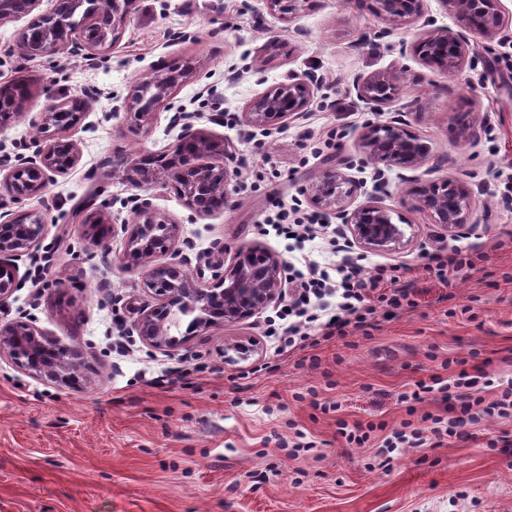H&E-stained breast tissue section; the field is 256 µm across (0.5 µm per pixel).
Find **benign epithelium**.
I'll return each instance as SVG.
<instances>
[{
  "label": "benign epithelium",
  "instance_id": "7a95c632",
  "mask_svg": "<svg viewBox=\"0 0 512 512\" xmlns=\"http://www.w3.org/2000/svg\"><path fill=\"white\" fill-rule=\"evenodd\" d=\"M42 0H0V24L27 20L19 31L16 46L28 59L53 55L59 49L72 54L96 56L107 39L117 42L122 30L135 13L138 0H90L91 7L84 13L83 25L72 21L75 0H55L49 13L39 12ZM268 8L278 13L287 23L293 19L290 0H265ZM425 0H354V4H369L378 18L391 25L416 23L424 14ZM458 22V31L433 30L418 34L410 51L428 66H437L448 73L461 71L477 54L469 35L477 34L494 39L502 30L505 13L501 0H442ZM186 78V72L169 71L161 78L136 85L124 100L123 108L134 113L144 125L151 123L155 111L169 104V100ZM319 86L312 72L288 71L284 80L272 91L261 96L242 113V121L251 127H261L272 118L290 120L304 111ZM356 97L373 111L380 110L398 93V76L374 74L356 76L352 81ZM84 107V101L73 98L53 104L38 113L32 124L43 129H54L45 144H36L32 154L15 155L10 168H0V192L17 205L37 198L45 209H50L45 198L47 185L55 175H62L75 167L80 159L76 143L70 139L71 124L62 120V109ZM191 116L182 114L181 132L174 147V155L163 170L150 171L142 163L121 169L124 179L135 187L163 180L179 189L185 204L199 216H210L214 210L196 204L194 197L202 189H210L215 196L229 204V170L223 155L210 156L213 143L203 136ZM362 147L377 164L384 168L400 167L417 170L427 161L429 148L421 139L391 125L369 123L361 138ZM212 161H205L206 157ZM384 168L378 169L384 174ZM311 202L332 212L346 224L352 239L366 251H391L409 242L401 225L393 222V209L379 198L351 207L356 192L353 182L341 173L302 187ZM472 189L462 181L451 178H431L415 192L417 206L430 214L433 223L448 232L463 222L471 207ZM107 202H87L78 210L81 224L102 240L100 229L115 232L106 226ZM44 217L23 210L0 213V302L6 300L20 284L12 258L25 252L40 238ZM126 247L120 262L124 267L140 269L143 284L157 297L158 304L134 322V328L151 347L164 350L171 347L169 337L161 333L164 324L174 312L193 316L196 327L208 329L233 322L267 307L281 295L280 286L284 265L278 257L261 246L238 253L229 269L218 258L206 267L191 271L179 260L163 267L148 265V259L158 252L177 247L180 227L158 215L148 198L136 200L135 220L122 227ZM6 349L13 364L37 377L65 384L71 381L82 359L78 347L58 348L47 342L33 327L24 323L0 328V350Z\"/></svg>",
  "mask_w": 512,
  "mask_h": 512
}]
</instances>
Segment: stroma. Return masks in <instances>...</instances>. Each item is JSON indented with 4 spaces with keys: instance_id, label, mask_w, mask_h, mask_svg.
Segmentation results:
<instances>
[{
    "instance_id": "obj_1",
    "label": "stroma",
    "mask_w": 512,
    "mask_h": 512,
    "mask_svg": "<svg viewBox=\"0 0 512 512\" xmlns=\"http://www.w3.org/2000/svg\"><path fill=\"white\" fill-rule=\"evenodd\" d=\"M424 10L415 25L392 30L346 0L302 6L290 24L270 14L265 0H138L120 41L90 61L66 50L23 58L20 22L0 25V85L21 78L31 88L26 115L0 121L1 163L40 138L30 114L75 97L86 102L70 131L81 160L49 183L45 237L19 257L22 285L0 304V327L27 322L55 343L80 347L85 366L78 383L61 385L0 359V512H512V447L486 445L500 430L496 421L442 448L406 449L387 472L366 470L368 449L347 447L337 433L341 419L395 427L405 416L399 394L443 374L453 356L474 351L483 373L512 375V284L501 279L512 271V251L490 248L495 236L512 235L497 178L512 166V23L473 66L451 74L401 52L416 33L455 29L441 0H426ZM188 60L191 77L150 127L130 113L113 114L134 85ZM291 69L323 78L307 110L287 124L242 125L245 108ZM392 71L402 74L401 96L370 111L353 78ZM413 99L417 108L405 112ZM328 100L336 108L327 113ZM181 110L195 113L196 128L234 155L231 203L209 217L195 215L171 184L136 188L112 169L117 156L171 155ZM398 118L429 145L427 163L438 176L472 186V207L456 232L415 207L414 171L391 168L379 184L360 138L367 123ZM464 123L477 138L461 133ZM257 142L264 146L259 157ZM336 171L356 183L355 202L383 196L394 222L405 225L412 241L404 249L356 255L368 272L390 260L410 264L413 309H382L369 337H356L354 346H319L317 370L275 354L268 308L196 330L170 352L140 338L128 355L113 352L117 336L157 303L139 272L120 263L119 227L135 218L132 197L150 198L179 224L190 266L207 261L215 245L229 262L257 242L285 262L322 263L328 255L320 241L269 233L261 218ZM100 186L117 231L96 244L73 212ZM464 236L488 259L454 289L456 304L471 306V314L451 318L443 287L417 266L426 247L451 248ZM239 343L256 345V354L226 362L225 348ZM183 367L188 377L163 382ZM311 387L317 398L307 397ZM325 400L340 403L339 413L316 409ZM298 429L321 442L319 454L292 459L271 444V436L285 439ZM459 491L466 500L451 506Z\"/></svg>"
}]
</instances>
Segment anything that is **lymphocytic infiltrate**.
I'll return each instance as SVG.
<instances>
[{"mask_svg":"<svg viewBox=\"0 0 512 512\" xmlns=\"http://www.w3.org/2000/svg\"><path fill=\"white\" fill-rule=\"evenodd\" d=\"M263 221L285 234L322 238L335 257L326 265L314 261L290 265L292 292L277 313L280 326L273 333L276 355L296 358L301 367L318 368L321 359L315 350L319 346L367 332L382 308H414V289L403 279V265L383 262L372 273H365L338 228L330 226L318 211L280 202L265 213ZM485 257V252L474 247L438 246L425 250L420 259L429 278L450 289ZM327 296L335 297V306L324 305ZM456 364V374L431 376L400 394L406 417L396 428L382 422L341 423L339 434L346 445L373 449V461L386 471L405 449L439 448L452 438H470L471 428L489 418L511 424L512 378L481 381L467 372L465 359H457ZM434 395L446 403L445 412L417 414V404Z\"/></svg>","mask_w":512,"mask_h":512,"instance_id":"f902f5d3","label":"lymphocytic infiltrate"}]
</instances>
